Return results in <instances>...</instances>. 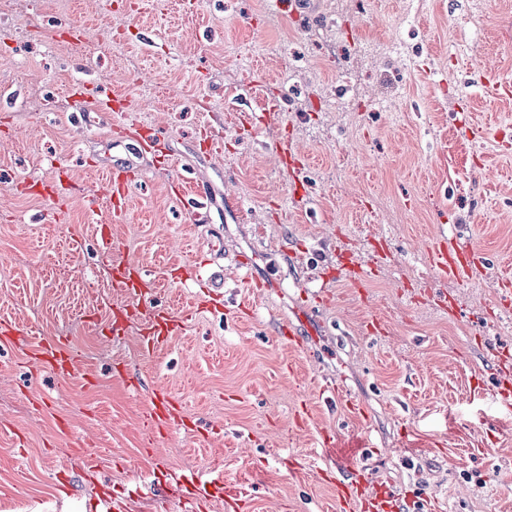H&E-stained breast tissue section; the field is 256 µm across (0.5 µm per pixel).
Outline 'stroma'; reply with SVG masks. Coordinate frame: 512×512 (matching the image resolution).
Here are the masks:
<instances>
[{
  "instance_id": "obj_1",
  "label": "stroma",
  "mask_w": 512,
  "mask_h": 512,
  "mask_svg": "<svg viewBox=\"0 0 512 512\" xmlns=\"http://www.w3.org/2000/svg\"><path fill=\"white\" fill-rule=\"evenodd\" d=\"M56 0L0 2V506L183 512L180 477L241 491L196 512H338L319 440H370L364 498L400 512H512V412L492 398L512 352V0ZM120 95L99 117L84 86ZM121 122L162 133L134 152ZM305 162L295 184L276 151ZM210 191L205 220L170 193L163 156ZM128 164L127 210L104 183ZM67 172L79 191L34 188ZM184 327L149 348L112 288V248ZM468 246L473 272L437 275L435 246ZM251 257L266 287L248 295ZM369 274L365 287L350 267ZM333 297L315 304L312 294ZM314 306L306 341L278 331ZM384 327L375 334L369 323ZM365 409L355 421L322 387ZM183 420L150 432L158 392Z\"/></svg>"
}]
</instances>
